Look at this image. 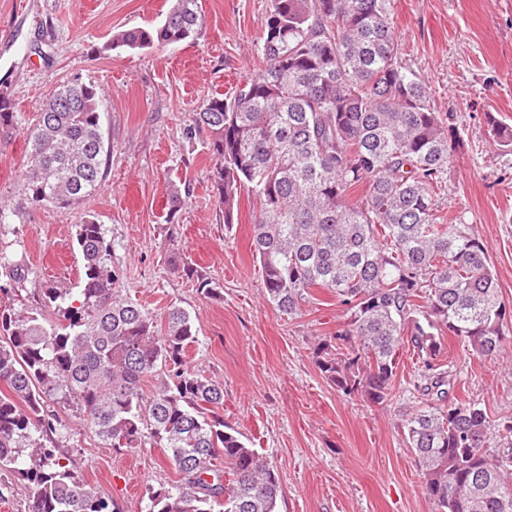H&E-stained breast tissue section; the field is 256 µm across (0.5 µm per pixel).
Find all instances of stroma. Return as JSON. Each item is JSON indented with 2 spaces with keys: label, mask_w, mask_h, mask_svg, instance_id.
<instances>
[{
  "label": "stroma",
  "mask_w": 512,
  "mask_h": 512,
  "mask_svg": "<svg viewBox=\"0 0 512 512\" xmlns=\"http://www.w3.org/2000/svg\"><path fill=\"white\" fill-rule=\"evenodd\" d=\"M203 38L141 52L96 54L118 29L155 25L169 0H0V79L8 78L19 120L0 129V205H16L27 166L25 133L43 99L72 76L105 90L102 128L107 177L81 208L54 206L8 214L0 254L25 258V307L40 306L54 284L77 288L83 274L76 226L90 214L103 224L125 294L153 313L190 312L198 341L191 368L224 383V421L279 471L276 512H435L407 447L402 423L418 402L403 389L418 372L411 350L398 357L391 401L343 394L319 371L314 350L346 315L334 293L310 291L298 316L264 298L250 250L253 199L242 195L237 224L225 228L210 179L205 136L187 140L189 112L208 94H232L260 68L269 0H199ZM393 30L408 69L450 115L459 148L448 171V216L474 225L488 243L504 301L512 305V149L499 146L488 117L512 127V0H393ZM189 186L176 238L165 217L170 186ZM193 264L223 289L201 297L174 260ZM443 362L455 394L490 415L512 414V352L477 355L445 337ZM64 451L78 479L139 512L148 486L176 478L159 448L118 453L81 416L62 411Z\"/></svg>",
  "instance_id": "35a3bbf8"
}]
</instances>
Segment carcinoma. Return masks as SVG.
<instances>
[{"instance_id": "obj_1", "label": "carcinoma", "mask_w": 512, "mask_h": 512, "mask_svg": "<svg viewBox=\"0 0 512 512\" xmlns=\"http://www.w3.org/2000/svg\"><path fill=\"white\" fill-rule=\"evenodd\" d=\"M392 2L270 0L260 73L232 96H206L185 137L209 136L226 227L242 192L255 199L250 248L267 302L292 317L311 289L327 288L349 313L316 352L337 390L387 402L400 350L412 348L419 371L408 392L419 407L402 427L436 512H512V416L492 418L457 400L442 363L447 334L483 357L511 351L504 321L512 308L487 243L443 215L448 115L403 64ZM204 34L198 0H171L159 25L118 29L101 52ZM103 97L78 75L47 95L27 129L26 207L78 209L100 190L109 156ZM15 121L3 84L0 128ZM488 124L500 146L512 147L511 127L492 115ZM184 202L173 187L171 239ZM76 243L78 295L50 286L38 308H0V476L25 482L26 512H120L74 475L52 402L80 409L116 451L166 449L178 480L148 488L144 512H276L278 471L226 431L224 383L186 365L198 336L190 313L170 306L156 316L123 294V272L94 216L81 218ZM183 270L203 298H223L211 278L190 264ZM29 273L0 256L13 291Z\"/></svg>"}]
</instances>
